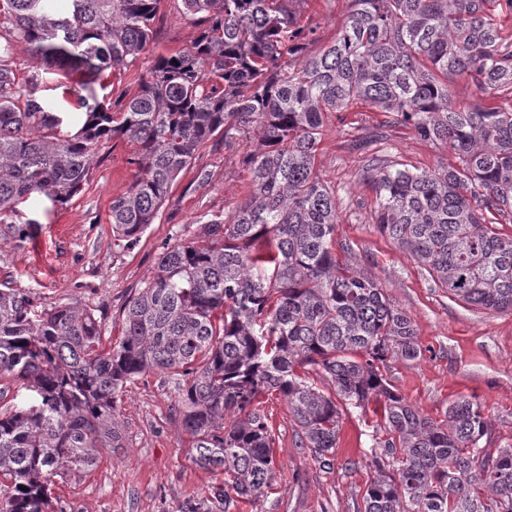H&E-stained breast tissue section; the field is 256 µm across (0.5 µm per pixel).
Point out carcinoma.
<instances>
[{
    "mask_svg": "<svg viewBox=\"0 0 512 512\" xmlns=\"http://www.w3.org/2000/svg\"><path fill=\"white\" fill-rule=\"evenodd\" d=\"M204 24L192 46L156 57L137 90L111 103L94 84L133 65L153 38L161 0H0V224L45 196L67 205L90 180L101 146L137 145L135 179L112 199V232L132 247L154 223L198 150L254 133L243 158L247 200L165 245L153 276L105 347L94 313L37 310L0 288V512H65L52 486L94 470L121 447L123 387L159 371L187 377L181 424L195 462L214 473L206 496L176 512H232L276 481L275 435L259 397L288 404L302 447L328 467L344 407L382 402L385 439L361 512H512V446L489 453L479 403L444 419L421 414L381 373L422 357L413 321L377 281L336 254V192L316 173L325 116L384 112L458 165L421 171L370 156L375 224L458 300L512 312V0H351L336 39L307 51L294 0H180ZM24 42L77 83L86 119L66 137L20 77ZM463 77L471 98H454ZM315 366L326 394L300 370Z\"/></svg>",
    "mask_w": 512,
    "mask_h": 512,
    "instance_id": "cac0c4a2",
    "label": "carcinoma"
}]
</instances>
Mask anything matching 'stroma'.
Returning <instances> with one entry per match:
<instances>
[{
  "label": "stroma",
  "instance_id": "obj_1",
  "mask_svg": "<svg viewBox=\"0 0 512 512\" xmlns=\"http://www.w3.org/2000/svg\"><path fill=\"white\" fill-rule=\"evenodd\" d=\"M293 8L300 25L313 31L308 44L313 51L334 40L349 0H295ZM202 28L182 13L179 0H162L149 51L124 72L120 85L101 78L95 85L98 99L136 90L158 55L191 46ZM11 57L17 74L41 75L39 94L55 111L79 115L76 92L66 90L61 76L26 44L14 43ZM386 119L382 112L329 113L317 158L320 178L336 191V242L346 247L342 259L373 276L417 329L422 358L390 360L383 373L411 405L435 419L454 400L476 398L491 424L488 447L512 446V312L457 300L382 236L373 224L375 197L364 178L373 154L422 170L455 164L456 158ZM375 128L382 140L369 151L357 149L355 139ZM255 145L252 135L229 143L216 137L203 145L132 248L113 235L110 211L113 198L135 177L136 147L124 140L104 145L91 180L66 207L44 197L19 206L15 222L27 237L0 232V283L29 289L45 306L69 303L93 312L104 344L116 343L123 310L153 275L162 246L198 231L201 217L231 213L247 199L251 182L241 159ZM263 408L276 435L277 480L242 512H358L372 476L376 415L355 408L344 414L333 464L325 468L300 447L283 399L267 396ZM116 418L123 435L118 453L103 458L90 474L54 486L67 512H174L185 497L207 494L214 476L193 461L173 374L152 371L128 383Z\"/></svg>",
  "mask_w": 512,
  "mask_h": 512
}]
</instances>
